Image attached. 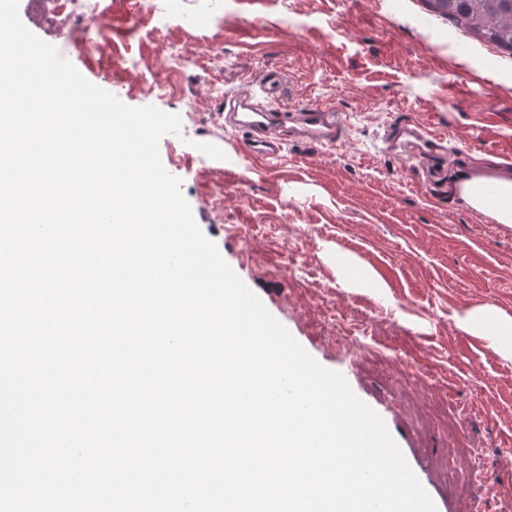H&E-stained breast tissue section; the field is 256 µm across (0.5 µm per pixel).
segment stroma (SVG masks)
Here are the masks:
<instances>
[{
	"label": "stroma",
	"mask_w": 512,
	"mask_h": 512,
	"mask_svg": "<svg viewBox=\"0 0 512 512\" xmlns=\"http://www.w3.org/2000/svg\"><path fill=\"white\" fill-rule=\"evenodd\" d=\"M73 34L21 21L131 107L179 115L160 142L194 219L267 310L384 420L437 512H512V361L456 319L512 315V226L438 198L399 126L448 137V178L512 172V55L424 0H103ZM278 91L261 93L267 73ZM338 115L335 145L251 157L224 99ZM460 448L481 459L469 471Z\"/></svg>",
	"instance_id": "35a3bbf8"
}]
</instances>
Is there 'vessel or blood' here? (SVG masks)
<instances>
[{
	"label": "vessel or blood",
	"mask_w": 512,
	"mask_h": 512,
	"mask_svg": "<svg viewBox=\"0 0 512 512\" xmlns=\"http://www.w3.org/2000/svg\"><path fill=\"white\" fill-rule=\"evenodd\" d=\"M231 117L237 131L244 136L248 153L266 163L280 158L288 139L330 145L341 135L336 113L320 108L297 111L271 109L249 98L239 97L235 100Z\"/></svg>",
	"instance_id": "1"
}]
</instances>
